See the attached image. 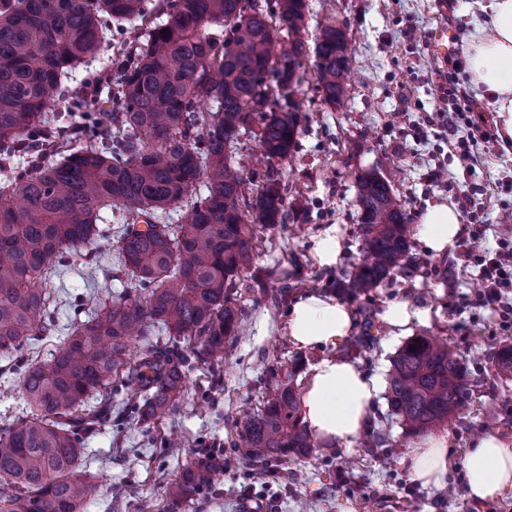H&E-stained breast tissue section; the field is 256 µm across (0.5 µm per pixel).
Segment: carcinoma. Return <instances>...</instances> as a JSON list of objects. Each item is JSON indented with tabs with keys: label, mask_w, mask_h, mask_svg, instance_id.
<instances>
[{
	"label": "carcinoma",
	"mask_w": 512,
	"mask_h": 512,
	"mask_svg": "<svg viewBox=\"0 0 512 512\" xmlns=\"http://www.w3.org/2000/svg\"><path fill=\"white\" fill-rule=\"evenodd\" d=\"M0 0V148L49 127L54 92L95 60L112 25L132 34L116 66L117 107L98 124L107 141L57 144L38 170L19 162L0 187V353L12 356L50 335L57 274L68 249L108 252L128 277L59 337L52 357L22 371V415L0 427V512H83L92 475L78 471L85 436L112 418L89 404L124 395L123 419L160 417L182 391L189 357L211 365L237 337L241 309L228 286L253 263L258 227L281 224L284 197L273 179L243 201L235 165L242 138H258L267 163L286 159L300 134L308 56L324 101L341 103L353 59L345 29L329 23L314 41L306 0ZM288 40L279 65L277 34ZM204 181L205 192L195 185ZM363 262L339 289L377 288L408 252L403 203L369 172L359 179ZM120 223L101 232L100 212ZM177 214L173 224L165 219ZM135 341L145 342L136 357ZM512 375V345L496 356ZM465 371L448 345L408 339L392 358L387 400L409 433L460 414ZM315 444L292 385L269 372L263 406L245 417L239 455L278 477ZM216 470L187 462L167 492L175 501L212 487Z\"/></svg>",
	"instance_id": "cac0c4a2"
}]
</instances>
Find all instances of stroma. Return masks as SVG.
I'll use <instances>...</instances> for the list:
<instances>
[{
    "instance_id": "35a3bbf8",
    "label": "stroma",
    "mask_w": 512,
    "mask_h": 512,
    "mask_svg": "<svg viewBox=\"0 0 512 512\" xmlns=\"http://www.w3.org/2000/svg\"><path fill=\"white\" fill-rule=\"evenodd\" d=\"M310 33L321 23L343 25L355 64L343 101L325 103L313 64L302 70L304 119L291 158L275 161L271 171L284 195L285 221L261 235L251 270L236 278L230 295L241 310L237 338L227 344L217 366H190L175 406L158 420L120 428L110 423L89 435L87 471L96 491L83 512H241V501L256 512H512V491L491 500L471 499L462 471L464 456L477 434H494L512 443V380L502 381L494 355L512 344V319L505 321L478 305L483 284L475 267L464 265L459 247L436 256L410 240L407 257L389 281L349 300L356 335H372L355 363L379 384H386L390 361L403 344L389 335L380 315L395 298L426 309L425 322L413 324L414 336L446 339L460 356L471 387L459 419L441 425L451 438L444 488H425L410 477L403 458L415 443L392 415L385 394H378L373 420L352 445L318 447L309 459L289 465L280 478H261L259 466L240 465L224 472L215 486L176 507L165 497L169 482L194 453L232 454L245 413L259 409L269 367L302 387L320 352L296 347L288 336V312L309 291L335 296L339 279L350 275L363 257L358 202L360 176L383 177L404 202L409 224L427 206L458 204L463 186L481 183L461 225L478 220L484 243L494 244L505 210H512V145L497 141L474 145L467 160L448 149L440 127L427 140L415 124L434 112L438 60L428 45L440 26L453 33L455 54L478 12L476 0H306ZM448 172L435 183V167ZM337 229L342 254L337 265H318L316 239ZM61 271L50 286L56 295L54 325L63 332L80 303L98 291L120 294L126 276L111 257L90 258L69 250L57 263ZM287 289L278 299L279 289Z\"/></svg>"
}]
</instances>
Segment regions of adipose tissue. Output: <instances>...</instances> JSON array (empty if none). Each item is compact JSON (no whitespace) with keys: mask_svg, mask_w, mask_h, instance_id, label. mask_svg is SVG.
<instances>
[{"mask_svg":"<svg viewBox=\"0 0 512 512\" xmlns=\"http://www.w3.org/2000/svg\"><path fill=\"white\" fill-rule=\"evenodd\" d=\"M467 72L480 96L489 100L499 118L503 139L512 141V0H490L482 6L466 44ZM460 229L456 208L447 203L428 206L415 227V237L433 254L454 244ZM352 310L336 299L308 293L288 315V335L304 350L325 356L305 379L302 421L323 443L352 445L363 430L378 395L375 379L351 361L334 356L333 348L354 331ZM447 435L429 436L410 448L411 477L425 487L442 486L448 477ZM466 489L474 499H491L512 489V445L493 435L477 437L462 463Z\"/></svg>","mask_w":512,"mask_h":512,"instance_id":"ef3b65f1","label":"adipose tissue"}]
</instances>
